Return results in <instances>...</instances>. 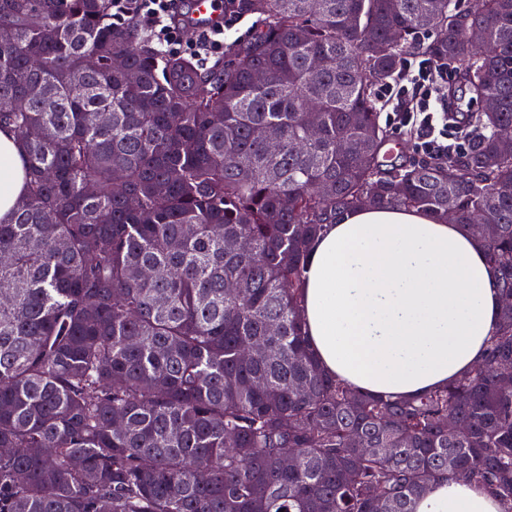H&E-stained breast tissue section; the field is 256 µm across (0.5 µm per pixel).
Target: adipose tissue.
Returning <instances> with one entry per match:
<instances>
[{
    "instance_id": "obj_1",
    "label": "adipose tissue",
    "mask_w": 512,
    "mask_h": 512,
    "mask_svg": "<svg viewBox=\"0 0 512 512\" xmlns=\"http://www.w3.org/2000/svg\"><path fill=\"white\" fill-rule=\"evenodd\" d=\"M19 141L0 129V222L25 188ZM501 293L478 239L415 209H359L312 247L302 316L321 367L375 395L416 396L482 364ZM465 479L440 481L415 512H503Z\"/></svg>"
}]
</instances>
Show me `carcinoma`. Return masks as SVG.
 <instances>
[{"label": "carcinoma", "mask_w": 512, "mask_h": 512, "mask_svg": "<svg viewBox=\"0 0 512 512\" xmlns=\"http://www.w3.org/2000/svg\"><path fill=\"white\" fill-rule=\"evenodd\" d=\"M136 8L0 0L28 184L0 223V512H414L455 478L512 512V308L413 399L328 376L301 316L310 244L358 207L480 215L512 294V0H224L259 27L209 68ZM410 52L464 82L469 149L386 168L374 91Z\"/></svg>", "instance_id": "obj_1"}]
</instances>
